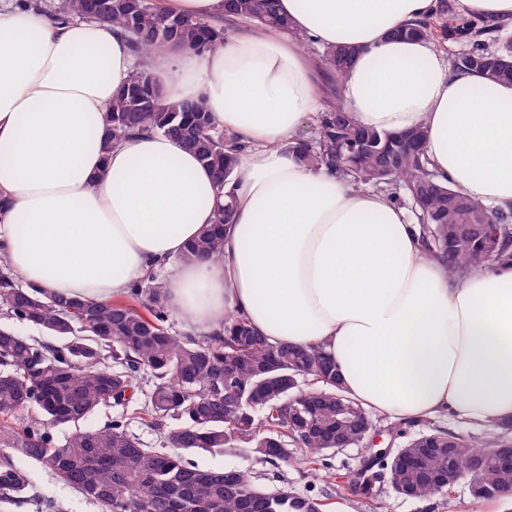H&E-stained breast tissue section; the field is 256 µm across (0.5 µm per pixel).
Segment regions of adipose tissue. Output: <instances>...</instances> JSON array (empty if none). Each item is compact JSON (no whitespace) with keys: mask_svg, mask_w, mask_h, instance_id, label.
I'll return each instance as SVG.
<instances>
[{"mask_svg":"<svg viewBox=\"0 0 512 512\" xmlns=\"http://www.w3.org/2000/svg\"><path fill=\"white\" fill-rule=\"evenodd\" d=\"M288 28L244 20L205 55L155 48L166 100L203 102L237 136L232 223L218 258L182 262L212 223L211 172L171 136L104 152L107 113L137 58L96 21L0 10V254L26 287L120 298L164 273L168 310L202 335L230 317L270 343L331 358L365 412L398 422L512 420V249L460 278L429 256L420 224L383 192L289 150L326 107L302 41L355 46L342 98L363 126L426 124L428 168L512 211V83L447 63L401 26L438 0H278Z\"/></svg>","mask_w":512,"mask_h":512,"instance_id":"1","label":"adipose tissue"}]
</instances>
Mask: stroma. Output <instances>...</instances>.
Listing matches in <instances>:
<instances>
[{"instance_id": "stroma-1", "label": "stroma", "mask_w": 512, "mask_h": 512, "mask_svg": "<svg viewBox=\"0 0 512 512\" xmlns=\"http://www.w3.org/2000/svg\"><path fill=\"white\" fill-rule=\"evenodd\" d=\"M508 40H512L511 22L488 27L479 21L475 24L474 33L466 35L462 31L453 30L447 32L445 37L437 39L435 45L446 57L453 58L477 44L492 50ZM149 389V384H142L129 404L101 408L81 421V428L94 430L112 420L122 418L126 420L129 431L136 435L144 446L161 447L164 440L162 428L141 422L135 417L136 410L145 403ZM373 423L370 437L357 446L336 453L330 460L331 468L326 477L318 480L311 477L306 467L291 464L275 467L244 447L228 448L216 454H197L193 460L199 467L205 469L245 472L256 486L263 489L276 490L285 487L299 494L321 498L326 504V512H506L507 503L473 501L467 485L464 484L456 487L450 503L444 506L403 498L386 481L380 484L376 495L371 498L351 493L338 494L337 486L347 485L349 478L373 451L393 444L397 430H404L406 435L411 436L433 427H440L477 440L485 439L490 433L489 427H473L461 420L443 417L423 420L404 427L396 421L377 415L374 416ZM22 467L28 471L40 497L38 500L20 505L0 502V512H46L44 502L48 499L63 506L65 512H102L98 504L86 500L75 489L35 463L26 461Z\"/></svg>"}]
</instances>
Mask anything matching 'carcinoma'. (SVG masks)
I'll use <instances>...</instances> for the list:
<instances>
[{
	"mask_svg": "<svg viewBox=\"0 0 512 512\" xmlns=\"http://www.w3.org/2000/svg\"><path fill=\"white\" fill-rule=\"evenodd\" d=\"M107 13H95L98 0H60L50 20H97L116 27L130 41L137 57L171 44L203 54L225 37L224 28L188 15L156 10L153 0H105ZM231 18L251 19L272 29L288 27L277 0H224ZM405 37L431 40L438 28L429 21L404 28ZM338 45L318 55L319 70L339 95L352 57H338ZM503 73L490 81H512V43L495 52ZM105 150L135 134L163 132L177 137L214 175L218 191L236 167L235 137L216 128L200 101H167L144 65L135 68L127 84L112 99ZM377 141L383 133L359 124L340 101L330 103L319 118L315 137H299L289 150L310 167L331 166L336 143ZM350 175L357 187L386 190L391 185L425 193L422 222L431 255L448 260V274L463 277L489 260L480 248L482 224H500L498 251L512 247V215L489 214L476 201L464 211L448 210V186L436 182L423 156L399 151L367 150L354 158ZM234 200L225 196L214 210L213 223L202 228L182 255L185 262L219 255L224 226L231 222ZM0 309L12 320L53 336L58 343L37 345L8 327H0V499L15 504L30 497L33 485L12 455L34 461L72 486L106 512H325L315 496L292 491H265L238 470L200 469L188 460L197 451L222 452L246 445L249 451L276 465L297 460L306 452L313 477L329 468L327 457L340 447L362 443L373 422L342 386L335 364L314 350L273 345L245 320L224 324L223 332L197 339L170 329V313L162 284L154 277L136 283L127 296L109 302L80 301L59 293L24 288L0 261ZM153 385L139 418L169 426L166 448H145L115 419L95 430H74L63 438L52 430L86 419L100 407L130 399L140 373ZM276 379L288 384L282 394L258 402L255 392ZM312 382L307 391L300 380ZM487 439L476 441L442 428L407 438L394 448L363 462L356 476L362 495L376 494L385 480L400 495L413 500L436 496L450 500L474 463L492 447L512 440V423L493 425ZM456 453L448 455V447ZM445 472L451 485L437 486L430 476ZM512 486V472L488 465L480 488L470 491L477 501L501 500Z\"/></svg>",
	"mask_w": 512,
	"mask_h": 512,
	"instance_id": "obj_1",
	"label": "carcinoma"
}]
</instances>
